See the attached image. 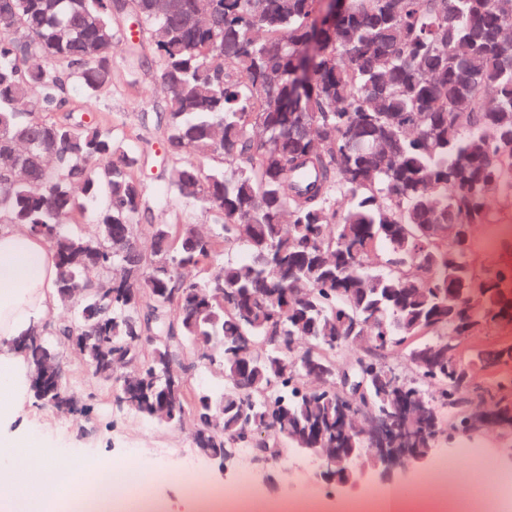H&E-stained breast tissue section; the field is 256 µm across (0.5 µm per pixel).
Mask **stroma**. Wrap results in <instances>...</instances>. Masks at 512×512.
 <instances>
[{
    "instance_id": "stroma-1",
    "label": "stroma",
    "mask_w": 512,
    "mask_h": 512,
    "mask_svg": "<svg viewBox=\"0 0 512 512\" xmlns=\"http://www.w3.org/2000/svg\"><path fill=\"white\" fill-rule=\"evenodd\" d=\"M112 66V93L96 108L111 125L114 136L132 150L136 147L135 133L154 136V129H143L141 117L154 111L164 89L153 66L139 73L135 84L127 83L123 44H116ZM474 240L480 262L492 267L512 266L511 214L499 223L478 226ZM58 350L65 356L66 384L80 403L87 405V412L64 413L31 400L13 427L44 435L55 448L60 466L76 470L78 479L87 484L97 483L103 469L111 467L163 470L169 473V480L153 484L148 490L162 512H175L187 498V488L176 481L186 469L201 473L212 488L228 498L246 501L252 512H268L271 504L285 506L292 502L310 512H355L375 500L381 487L376 470L369 467L348 485L326 487L318 477L320 461L294 451L272 465L256 461L252 448L243 446L227 466H219L198 451L192 426L173 427L120 409L116 387L99 380L86 363L69 353L66 344H59ZM435 454L458 455L463 472L481 457H496L499 469L487 476V489L512 483V432L492 428L469 438L447 430L440 436ZM87 459L97 461V468H84ZM392 482L412 491L405 512H436L438 490L432 463L397 467Z\"/></svg>"
}]
</instances>
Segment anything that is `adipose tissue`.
Masks as SVG:
<instances>
[{"label":"adipose tissue","mask_w":512,"mask_h":512,"mask_svg":"<svg viewBox=\"0 0 512 512\" xmlns=\"http://www.w3.org/2000/svg\"><path fill=\"white\" fill-rule=\"evenodd\" d=\"M54 255L41 238L0 225V425L24 411L30 368L13 339L50 322L56 303ZM0 507L5 512H46L47 488H61L56 451L40 435L22 432L0 440Z\"/></svg>","instance_id":"adipose-tissue-1"}]
</instances>
